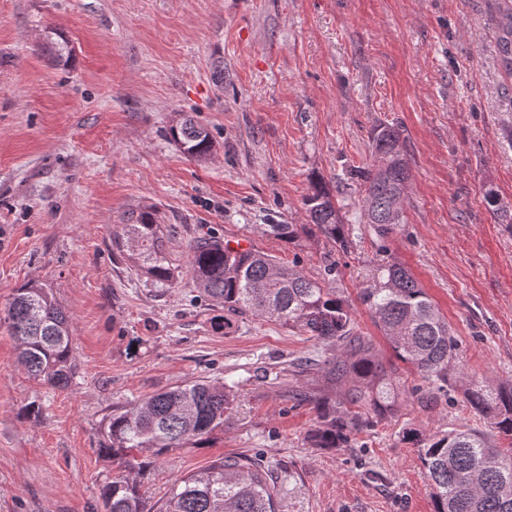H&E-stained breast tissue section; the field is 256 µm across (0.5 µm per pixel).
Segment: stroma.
Segmentation results:
<instances>
[{"instance_id":"35a3bbf8","label":"stroma","mask_w":512,"mask_h":512,"mask_svg":"<svg viewBox=\"0 0 512 512\" xmlns=\"http://www.w3.org/2000/svg\"><path fill=\"white\" fill-rule=\"evenodd\" d=\"M496 0H0V313L24 284H51L71 317L78 373L57 390L17 362L0 322V512H103L112 479L101 431L112 414L202 377L233 387L234 408L207 445L165 454L141 480L149 503L177 478L262 449L279 512H433L419 452L404 440L481 430L469 380L512 384V74L495 51ZM65 38L71 63L47 49ZM190 112L213 138L193 160L166 137ZM402 132L406 222L388 241L447 317L459 384L435 409L408 388L358 299L378 241L360 219L358 170L372 130ZM352 226L342 252L324 239L288 248L264 224H305L312 176ZM152 205L176 240L180 276L157 287L112 246ZM307 275L337 269L360 331L407 380L396 418L318 448L315 399L344 403L323 347L254 317L215 329L221 306L185 274V246L207 231Z\"/></svg>"}]
</instances>
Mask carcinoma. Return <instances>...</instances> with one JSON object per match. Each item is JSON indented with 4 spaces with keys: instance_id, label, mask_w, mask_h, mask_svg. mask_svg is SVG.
I'll return each mask as SVG.
<instances>
[{
    "instance_id": "1",
    "label": "carcinoma",
    "mask_w": 512,
    "mask_h": 512,
    "mask_svg": "<svg viewBox=\"0 0 512 512\" xmlns=\"http://www.w3.org/2000/svg\"><path fill=\"white\" fill-rule=\"evenodd\" d=\"M499 48L512 73V0H502ZM171 141L192 159L212 150L206 126L184 116L168 130ZM374 160L362 173V221L377 235L382 258L373 265L360 302L372 312L397 357L409 364L420 383L411 394L427 407L439 402L455 370L460 345L451 326L403 264L387 258L385 242L404 223L410 179L401 131L380 125L371 134ZM484 200L502 224L512 225V210L488 188ZM304 205L308 224H263L261 232L290 247L315 236L346 252L353 240L329 185L311 181ZM131 244L134 267L160 286L170 287L175 271L167 261L172 242L158 223L157 210L144 206L122 225ZM186 272L208 300L224 307L217 328L231 329L234 317L251 315L276 322L320 342L332 351L326 373L348 387L345 404L317 403V425L310 439L318 448H345L350 435L395 416L399 379L386 369L370 337L362 335L348 299L333 283L336 266L322 277L308 276L296 259L283 265L259 251L233 248L206 233L186 245ZM5 320L19 343L25 371L54 388H68L77 372L70 317L53 288L27 283L16 289ZM469 409L488 423L489 431L453 430L424 436L409 430L419 448L431 488L434 512H512V387L472 382L463 390ZM231 389L198 379L159 391L113 413L107 419L99 451L117 464L103 485L105 512H279L277 477L256 456H229L182 477L156 509L147 507L141 478L173 448L201 447L233 409ZM508 447H501V439Z\"/></svg>"
}]
</instances>
